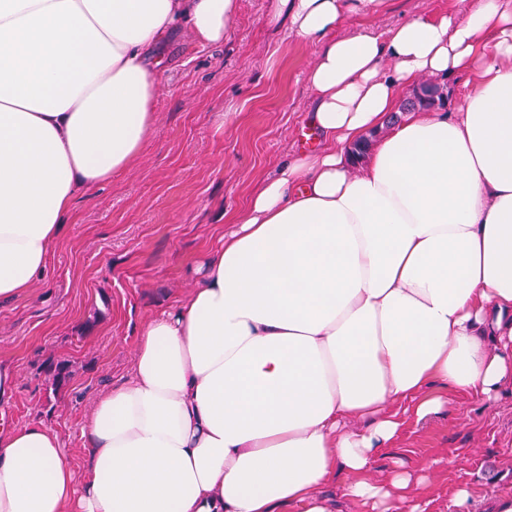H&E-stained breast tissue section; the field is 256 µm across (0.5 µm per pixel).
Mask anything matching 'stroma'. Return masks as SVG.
Returning a JSON list of instances; mask_svg holds the SVG:
<instances>
[{
    "label": "stroma",
    "mask_w": 512,
    "mask_h": 512,
    "mask_svg": "<svg viewBox=\"0 0 512 512\" xmlns=\"http://www.w3.org/2000/svg\"><path fill=\"white\" fill-rule=\"evenodd\" d=\"M473 0H386L343 20L375 33L418 15L466 11ZM273 0H240L223 46L173 32L158 50L156 122L140 155L110 182L81 188L43 282L0 302V366L16 378L0 419L53 429L76 479L85 472L91 406L125 380L141 322L169 311L199 279L203 255L250 197L300 148L313 110L307 74L320 50L272 17ZM66 378L53 383L56 369ZM403 463L428 476L427 512H450L455 488L475 512L512 494V395L453 394L447 411L408 419L377 472Z\"/></svg>",
    "instance_id": "obj_1"
}]
</instances>
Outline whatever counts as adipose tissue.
Masks as SVG:
<instances>
[{
    "label": "adipose tissue",
    "instance_id": "obj_1",
    "mask_svg": "<svg viewBox=\"0 0 512 512\" xmlns=\"http://www.w3.org/2000/svg\"><path fill=\"white\" fill-rule=\"evenodd\" d=\"M384 0H279L321 51L320 145L283 162L150 317L95 400L76 480L59 436L0 425V512H425L423 481L371 475L443 392L512 391V0L337 35ZM239 0H0V301L42 276L81 187L156 120L153 49L219 46ZM466 76L412 111L424 76ZM362 167L352 145L377 128ZM340 495L327 496L329 486ZM426 80L436 81L447 86L448 106L445 107L446 109L457 99V92L462 89L464 84V79L459 76H451L446 79H425L419 87L413 89L412 97L407 98L406 102L403 103L401 107L403 112L415 108L434 109L445 104L447 95L444 93V88L439 84L424 82Z\"/></svg>",
    "mask_w": 512,
    "mask_h": 512
}]
</instances>
